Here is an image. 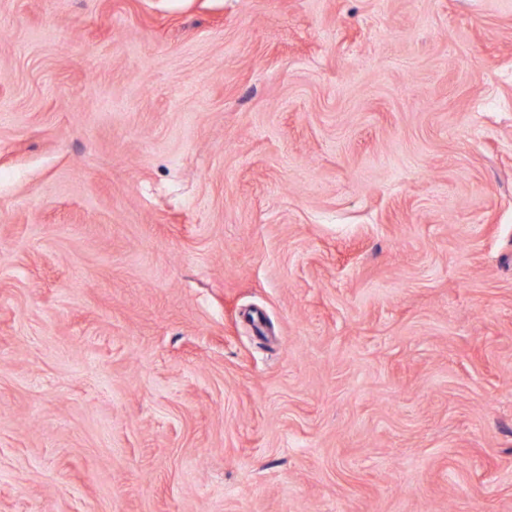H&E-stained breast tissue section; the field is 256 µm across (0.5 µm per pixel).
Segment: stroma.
Listing matches in <instances>:
<instances>
[{
	"mask_svg": "<svg viewBox=\"0 0 512 512\" xmlns=\"http://www.w3.org/2000/svg\"><path fill=\"white\" fill-rule=\"evenodd\" d=\"M0 512H512V0H0Z\"/></svg>",
	"mask_w": 512,
	"mask_h": 512,
	"instance_id": "stroma-1",
	"label": "stroma"
}]
</instances>
